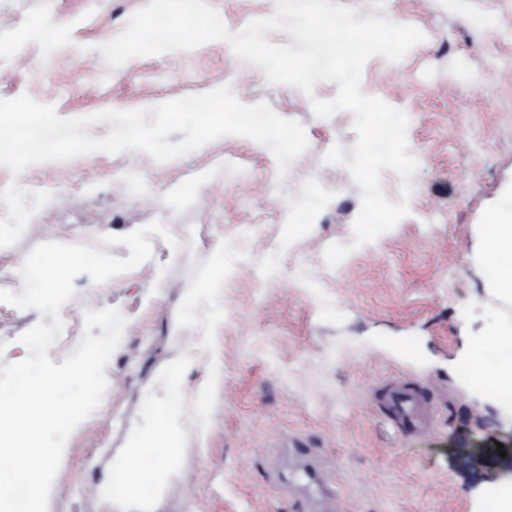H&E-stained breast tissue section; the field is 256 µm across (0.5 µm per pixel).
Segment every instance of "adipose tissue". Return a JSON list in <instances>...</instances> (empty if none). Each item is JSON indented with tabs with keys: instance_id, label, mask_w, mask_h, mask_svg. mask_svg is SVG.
I'll list each match as a JSON object with an SVG mask.
<instances>
[{
	"instance_id": "adipose-tissue-1",
	"label": "adipose tissue",
	"mask_w": 512,
	"mask_h": 512,
	"mask_svg": "<svg viewBox=\"0 0 512 512\" xmlns=\"http://www.w3.org/2000/svg\"><path fill=\"white\" fill-rule=\"evenodd\" d=\"M486 255L492 268L491 288L500 299L512 298V216L502 218L491 225L486 238ZM185 427L184 421L175 420L169 409H158L155 416L154 431L147 444L152 445L155 462L151 468H143L141 454L144 445L134 444L111 472V481L122 495L121 512H130L132 503L139 501V488L148 483L156 489H164L166 463L173 460Z\"/></svg>"
}]
</instances>
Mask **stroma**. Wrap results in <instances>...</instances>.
<instances>
[{"label": "stroma", "mask_w": 512, "mask_h": 512, "mask_svg": "<svg viewBox=\"0 0 512 512\" xmlns=\"http://www.w3.org/2000/svg\"><path fill=\"white\" fill-rule=\"evenodd\" d=\"M148 2L0 0V99L26 94L73 118L223 84L300 122L308 146L283 173L267 147L235 135L165 163L130 150L17 176L0 167L14 188L0 211V289L21 292L20 269L41 243L96 248L155 220L178 242L150 235L153 255L136 268L99 285L74 280L54 363L80 341L85 311L114 307L127 324L100 405L66 441L48 512H118L108 473L152 433L175 371L187 425L166 490L142 499L147 512H294L282 477L293 439L313 448L334 512H483L488 487L511 489L512 477L499 454L476 467L469 455L490 434L511 436L512 413L460 369L512 327V301L491 294L482 257L489 224L512 213V0H337L425 39L362 73L363 93L409 120V213L333 268L324 251L351 245L361 206L347 169L322 162L334 145L352 148L354 116L323 119L311 106L337 83H317L311 98L270 84L222 41L110 68L99 45ZM207 2L233 32L276 10V0ZM51 15L70 24L48 38ZM219 265L224 281L208 288ZM40 318L0 303V366L26 356L19 337ZM391 379L430 398L424 432L400 431L376 400Z\"/></svg>", "instance_id": "stroma-1"}]
</instances>
